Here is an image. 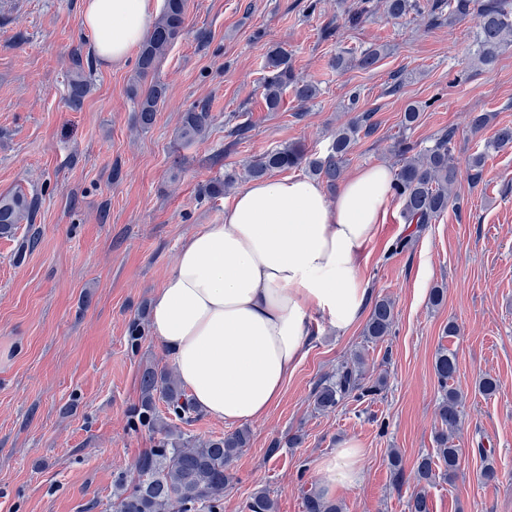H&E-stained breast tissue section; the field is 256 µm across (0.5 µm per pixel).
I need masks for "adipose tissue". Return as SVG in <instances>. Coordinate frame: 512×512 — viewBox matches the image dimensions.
Returning a JSON list of instances; mask_svg holds the SVG:
<instances>
[{"label": "adipose tissue", "instance_id": "1", "mask_svg": "<svg viewBox=\"0 0 512 512\" xmlns=\"http://www.w3.org/2000/svg\"><path fill=\"white\" fill-rule=\"evenodd\" d=\"M164 0H84L81 22L99 57L126 60ZM393 173L372 165L335 195L307 177L250 183L181 247L151 306V331L181 382L214 419L243 425L266 415L304 355L311 316L338 333L362 319L371 296L358 258L390 204ZM364 451L355 440L326 456L327 498L358 485Z\"/></svg>", "mask_w": 512, "mask_h": 512}]
</instances>
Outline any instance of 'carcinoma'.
<instances>
[{"instance_id": "cac0c4a2", "label": "carcinoma", "mask_w": 512, "mask_h": 512, "mask_svg": "<svg viewBox=\"0 0 512 512\" xmlns=\"http://www.w3.org/2000/svg\"><path fill=\"white\" fill-rule=\"evenodd\" d=\"M187 0H166L163 13L152 23L137 60V84L144 85L139 94L137 124L149 129L155 120L166 87L156 78L159 63L182 36L186 22ZM454 18L475 19L478 58L484 65L494 62L499 49L512 43V0H448ZM387 13L395 18L420 12L419 0H386ZM381 58V50L367 48L354 57L336 56L333 66L345 71L356 66L372 71ZM262 89L265 107L279 109L284 94L290 92L304 106L315 100L319 87L296 75L288 52L271 47L264 64ZM371 113L351 117L336 128L332 142L322 156L311 157L297 143H289L249 160L243 171H224V179L206 186L210 195L224 194L243 180H258L274 170L302 168L334 189L342 177L347 155L361 131L371 129ZM213 117L206 105H194L184 112L178 137L185 143L204 137ZM453 131L442 135L436 144L414 153V145L403 137L398 141L399 162L392 189L409 224H430L437 220L451 201L454 185L466 178H482L486 155L512 145V125L505 124L488 141L484 151L472 155L465 168L454 161L450 143ZM36 202L17 191L0 196V237H11L18 226L32 220ZM394 322V304L383 297L375 301L363 336L368 342H380L389 335ZM148 326L147 307H142L128 327L127 344L131 352L139 351ZM435 374L443 395L437 405L436 435L439 459L448 475L460 466V451L448 442V433L460 423L461 395L448 386L458 372L456 353L441 349L435 357ZM140 395L126 415V427L132 432L146 429L153 434V446L137 461L136 474L120 475L115 481L112 507L114 512H223L224 488L231 482V465L248 446L250 431L236 429L220 437L201 439L181 430L200 414L175 372L165 365L147 363L139 374ZM379 384L367 385L362 372L344 365L326 378L316 389L317 410L336 409L340 401L357 392L368 396ZM434 478L431 460L421 458L415 469L416 488L411 494L410 512H427L426 486ZM304 512H340V508L318 493L303 498ZM242 512H275V502L267 490L252 494Z\"/></svg>"}]
</instances>
